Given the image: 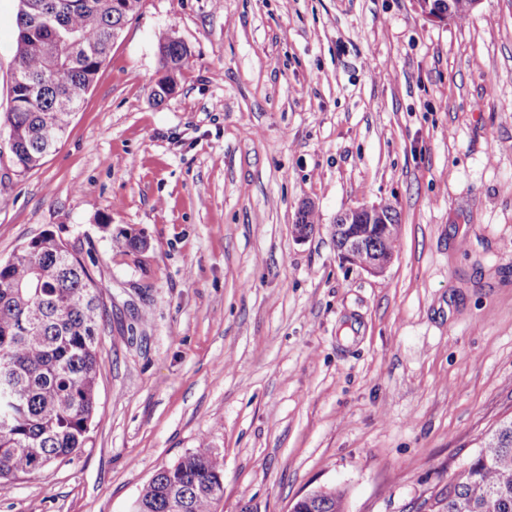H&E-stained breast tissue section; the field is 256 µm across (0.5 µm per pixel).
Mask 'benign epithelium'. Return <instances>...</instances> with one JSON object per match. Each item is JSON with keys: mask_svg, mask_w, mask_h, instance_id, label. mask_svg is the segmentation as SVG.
<instances>
[{"mask_svg": "<svg viewBox=\"0 0 512 512\" xmlns=\"http://www.w3.org/2000/svg\"><path fill=\"white\" fill-rule=\"evenodd\" d=\"M355 217H367L370 222L377 224V236L369 239L353 233L351 226ZM399 232L400 225L391 221L375 204H360L347 208L336 216V224L332 225L339 260L344 264L356 266L358 256L368 252L372 255L370 261L358 266L373 276L383 275L391 265L395 251L384 248L383 244L397 240Z\"/></svg>", "mask_w": 512, "mask_h": 512, "instance_id": "1", "label": "benign epithelium"}]
</instances>
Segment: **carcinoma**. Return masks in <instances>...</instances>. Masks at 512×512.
I'll return each instance as SVG.
<instances>
[{"mask_svg":"<svg viewBox=\"0 0 512 512\" xmlns=\"http://www.w3.org/2000/svg\"><path fill=\"white\" fill-rule=\"evenodd\" d=\"M464 20L474 0H429ZM142 0H19L15 76L3 124L14 137L13 161L24 173L40 165L66 131L113 44ZM156 103L174 94L190 51L173 33L157 35ZM113 247L128 253L144 239L122 233ZM102 291L84 262L45 233L0 262V487L35 476L85 446L96 411ZM224 497V457L190 451L157 470L132 512H213ZM436 512H512V418L480 441L446 485ZM344 512L339 492L319 507Z\"/></svg>","mask_w":512,"mask_h":512,"instance_id":"obj_1","label":"carcinoma"}]
</instances>
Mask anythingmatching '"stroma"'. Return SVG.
Here are the masks:
<instances>
[{
    "instance_id": "stroma-1",
    "label": "stroma",
    "mask_w": 512,
    "mask_h": 512,
    "mask_svg": "<svg viewBox=\"0 0 512 512\" xmlns=\"http://www.w3.org/2000/svg\"><path fill=\"white\" fill-rule=\"evenodd\" d=\"M161 29L191 56L158 105ZM363 203L399 217L379 277L331 234ZM47 232L103 292L98 408L0 512H129L197 449L224 457L215 512L319 486L415 512L512 416V0L445 24L416 0H142L40 166L0 134V261Z\"/></svg>"
}]
</instances>
